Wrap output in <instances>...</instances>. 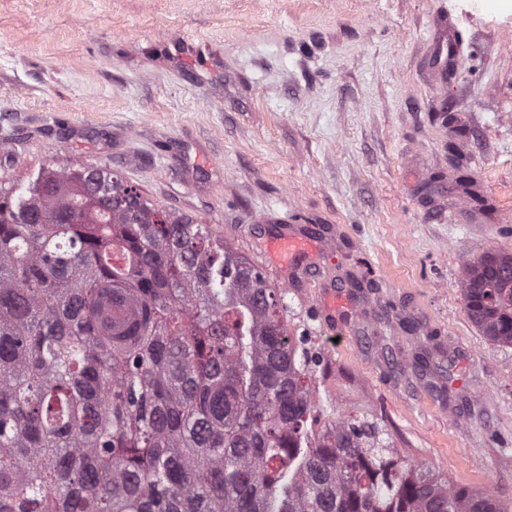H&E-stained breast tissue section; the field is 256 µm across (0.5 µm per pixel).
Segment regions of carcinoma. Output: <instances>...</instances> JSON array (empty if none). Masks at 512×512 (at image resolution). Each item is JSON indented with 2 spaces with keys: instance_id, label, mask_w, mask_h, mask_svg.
<instances>
[{
  "instance_id": "carcinoma-1",
  "label": "carcinoma",
  "mask_w": 512,
  "mask_h": 512,
  "mask_svg": "<svg viewBox=\"0 0 512 512\" xmlns=\"http://www.w3.org/2000/svg\"><path fill=\"white\" fill-rule=\"evenodd\" d=\"M512 346V252L464 266ZM283 291L112 170L0 186V512H512L366 420L316 431Z\"/></svg>"
}]
</instances>
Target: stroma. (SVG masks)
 I'll return each instance as SVG.
<instances>
[{"label": "stroma", "instance_id": "stroma-1", "mask_svg": "<svg viewBox=\"0 0 512 512\" xmlns=\"http://www.w3.org/2000/svg\"><path fill=\"white\" fill-rule=\"evenodd\" d=\"M451 36L454 66L433 67ZM184 39L220 70L177 57ZM68 160L217 225L284 289L321 421H374L512 498V346L460 288L466 261L512 251V0H0V184ZM283 224L325 236L334 298L287 287Z\"/></svg>", "mask_w": 512, "mask_h": 512}]
</instances>
